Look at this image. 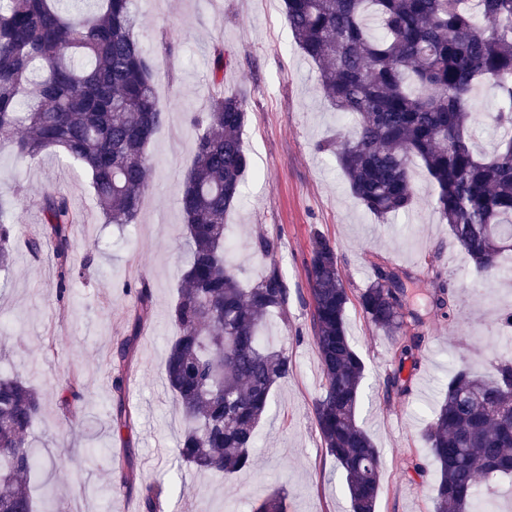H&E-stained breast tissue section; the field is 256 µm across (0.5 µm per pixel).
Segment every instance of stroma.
I'll return each mask as SVG.
<instances>
[{"instance_id": "1", "label": "stroma", "mask_w": 512, "mask_h": 512, "mask_svg": "<svg viewBox=\"0 0 512 512\" xmlns=\"http://www.w3.org/2000/svg\"><path fill=\"white\" fill-rule=\"evenodd\" d=\"M136 8L135 33L166 114L147 148L154 173L137 222L121 229L103 223L89 174L61 162L57 152L31 160L0 149V201L11 207L16 242L14 266L0 272V374L22 376L41 391L32 447L57 461L37 474V504L42 512H144L141 492L152 485L159 491L157 512H252L278 490L288 496V512H347L345 475L322 447L313 413L324 385L309 326L307 261L316 229L335 241L351 294L370 284L375 267H389L403 272L419 305L425 341L403 371L409 394L388 391L396 344L358 305L348 309L347 333L366 364L358 420L383 458L376 512H434L437 466L422 431L461 365L486 374L496 363L504 345L491 333L512 311V283L478 280L432 207L435 187L420 161L412 163L415 198L408 213L381 219L354 201L335 155L318 146L337 132L353 134L356 123L321 94L319 71L299 50L282 0H136ZM220 88L244 94L247 111L243 147L250 167L227 217L234 258L247 278L274 267L286 281L288 306L269 317L265 333L294 364L272 391L254 468L228 479L178 466L184 422L163 375L167 343L177 333L170 310L188 257L178 197L200 133L191 117L207 111ZM43 189L64 192L83 215L69 234L72 261L85 274L63 295L52 246L34 257L24 245L42 230L37 193ZM260 236L277 243L274 255L253 249ZM431 269L454 287V319L423 305ZM142 280L150 288V312L117 392L113 353L136 309L135 295L123 285ZM71 373L82 390L69 416L59 397ZM119 395L134 413L126 439L113 433L109 418ZM127 445L131 482L119 486L113 457Z\"/></svg>"}]
</instances>
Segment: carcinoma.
<instances>
[{
  "instance_id": "cac0c4a2",
  "label": "carcinoma",
  "mask_w": 512,
  "mask_h": 512,
  "mask_svg": "<svg viewBox=\"0 0 512 512\" xmlns=\"http://www.w3.org/2000/svg\"><path fill=\"white\" fill-rule=\"evenodd\" d=\"M60 0H0V146L34 159L56 148L91 176L98 209L108 224L135 222L153 176L147 145L162 126L151 64L135 35V0H92L70 15ZM284 17L304 56L321 73V90L336 111L357 119L349 137L338 133L322 149H336L350 195L384 218L410 209L413 158L436 191L433 207L477 273L491 277L512 253V0H284ZM493 84L498 109L491 119L495 146L475 149L478 114L471 94ZM241 93L218 91L195 142L179 203L190 260L171 319L178 335L168 345L163 373L187 427L177 460L197 472L226 476L253 465L251 449L276 383L293 371L282 347L263 335L267 318L285 311L288 288L279 271L245 281L228 244L225 216L239 201L249 157ZM45 231L26 240L37 257L50 239L59 291L75 276L68 227L81 215L62 193H39ZM14 221L0 205V270L14 260ZM310 329L325 385L314 404L323 446L343 468L351 512H375L382 456L359 425L357 408L365 361L347 334L351 298L340 275L336 244L320 231L309 240ZM140 311L117 350L110 420L119 435L132 429L122 396L123 367L151 302L146 283L136 290ZM357 304L367 321L397 343L389 377L399 394L405 358L422 342V318L407 309L400 273L376 267ZM432 309L455 316L453 289L434 288ZM77 378L60 405L76 413ZM41 393L18 376H0V512H37L31 478L52 467L36 458L31 429ZM512 360L488 375L460 368L422 434L438 466L434 512H473L483 479L512 478ZM256 512H288L275 492Z\"/></svg>"
}]
</instances>
